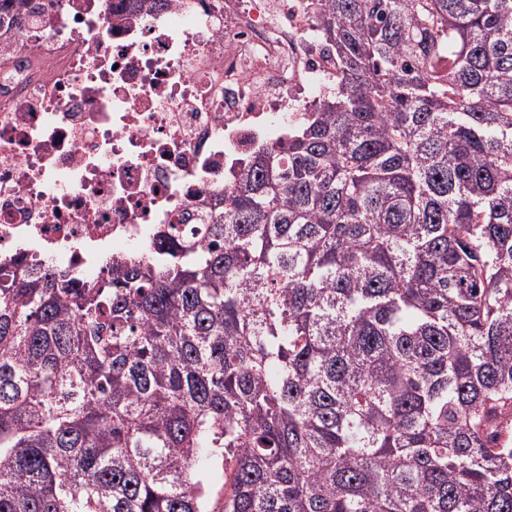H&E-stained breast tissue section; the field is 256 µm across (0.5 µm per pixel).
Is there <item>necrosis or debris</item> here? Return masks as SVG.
I'll return each instance as SVG.
<instances>
[{
  "label": "necrosis or debris",
  "instance_id": "necrosis-or-debris-1",
  "mask_svg": "<svg viewBox=\"0 0 512 512\" xmlns=\"http://www.w3.org/2000/svg\"><path fill=\"white\" fill-rule=\"evenodd\" d=\"M316 0H47L0 13V265L86 283L223 191L332 80Z\"/></svg>",
  "mask_w": 512,
  "mask_h": 512
}]
</instances>
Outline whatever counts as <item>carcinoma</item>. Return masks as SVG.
Here are the masks:
<instances>
[{"mask_svg":"<svg viewBox=\"0 0 512 512\" xmlns=\"http://www.w3.org/2000/svg\"><path fill=\"white\" fill-rule=\"evenodd\" d=\"M316 29L200 236L0 267V512H512V0Z\"/></svg>","mask_w":512,"mask_h":512,"instance_id":"obj_1","label":"carcinoma"}]
</instances>
